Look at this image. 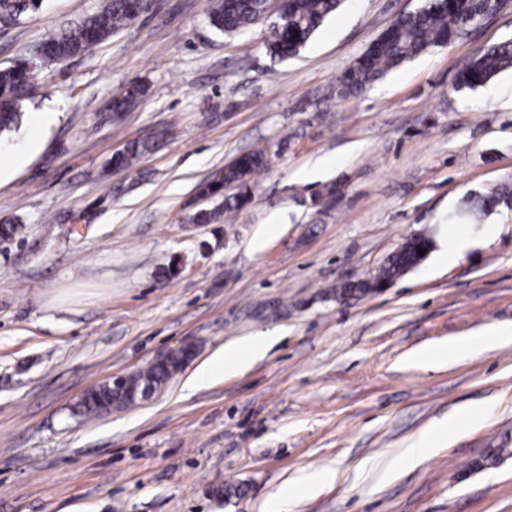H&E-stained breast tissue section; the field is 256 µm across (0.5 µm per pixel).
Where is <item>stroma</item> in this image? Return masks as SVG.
<instances>
[{
    "label": "stroma",
    "instance_id": "obj_1",
    "mask_svg": "<svg viewBox=\"0 0 512 512\" xmlns=\"http://www.w3.org/2000/svg\"><path fill=\"white\" fill-rule=\"evenodd\" d=\"M100 0H44L0 28V67ZM421 0H343L301 53L265 50L270 18L228 36L211 0H157L91 52L36 71L19 129L39 147L0 181V512H512V343L441 366L411 356L512 326V209L454 220L512 182V73L474 92L458 72L512 39V6L362 92L337 77ZM144 86L115 116L112 99ZM164 132L128 170L113 154ZM282 141L250 204L216 224L198 186L259 142ZM341 184L336 208L314 192ZM430 252L378 292L412 234ZM470 240L443 267L446 234ZM281 340L194 388L231 341ZM185 341L198 354L151 401L90 420L81 397ZM484 413L417 464L410 440L458 406ZM509 454L484 465L492 449ZM336 471L327 485L304 478ZM224 487V497L214 490ZM293 499H282L285 487ZM431 245V239L425 234H414L410 236L401 248L393 253L386 262L378 269L371 279L350 281L336 286V294L344 288H384L393 282L397 276L404 273L420 259L425 258ZM419 250L424 255H419Z\"/></svg>",
    "mask_w": 512,
    "mask_h": 512
}]
</instances>
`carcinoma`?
I'll return each mask as SVG.
<instances>
[{
    "label": "carcinoma",
    "mask_w": 512,
    "mask_h": 512,
    "mask_svg": "<svg viewBox=\"0 0 512 512\" xmlns=\"http://www.w3.org/2000/svg\"><path fill=\"white\" fill-rule=\"evenodd\" d=\"M44 0H0V26L10 27L30 13L39 11ZM342 0H286L285 16L271 28L266 51L273 59L283 60L298 54L324 21L341 5ZM155 0H103L100 9L76 22L52 29L39 43L41 57L50 62L61 61L92 50L111 33L150 12ZM268 0H213L210 10L212 26L226 34L247 30L267 13ZM496 0H422L412 13L397 18L375 38L364 53L339 78L340 93L351 95L383 77L390 70L413 59L432 47L447 45L467 33L485 18L493 15ZM512 70V40H506L481 50L456 77V88L474 91L486 86L499 73ZM35 77L28 61L21 60L0 68V136L13 131L22 117V103L31 99ZM144 93L141 86H131L115 99L113 111L127 112ZM164 133L148 140H134L112 158L118 169L132 167L138 159L157 148ZM281 143L265 142L224 165V170L200 187L199 194L210 198L223 197L224 188L233 186L237 193L224 197L222 207L199 210L192 217L194 224H211L219 220L224 210H239L252 197L253 176L265 169L277 154ZM493 206H512V183L503 184L490 194H475L466 213L474 223H480ZM431 239L425 234L410 236L378 271L367 280L351 281L336 286L345 288H384L397 276L422 259L419 251H428ZM181 362V352L175 350L165 363H151L139 371V376L152 378L159 385L172 379L173 370ZM137 376V377H139ZM137 377H130L136 382ZM108 395H90L76 406L75 414L92 418L101 412L100 401Z\"/></svg>",
    "instance_id": "carcinoma-1"
}]
</instances>
